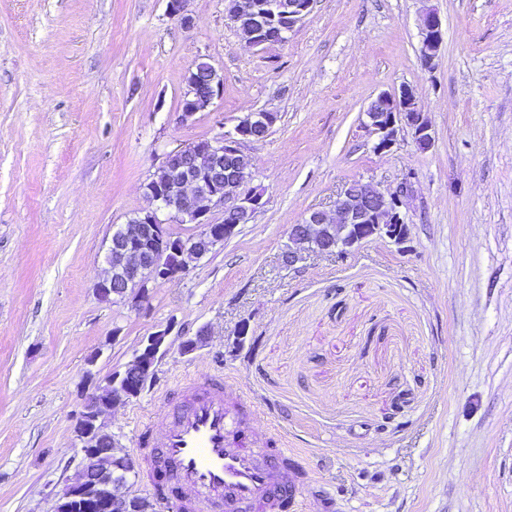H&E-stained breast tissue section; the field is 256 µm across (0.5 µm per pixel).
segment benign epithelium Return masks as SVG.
Returning <instances> with one entry per match:
<instances>
[{"label":"benign epithelium","instance_id":"7a95c632","mask_svg":"<svg viewBox=\"0 0 512 512\" xmlns=\"http://www.w3.org/2000/svg\"><path fill=\"white\" fill-rule=\"evenodd\" d=\"M314 0H231L227 17L246 42L265 48L283 43L310 15ZM423 61L433 66L444 41L438 14L425 10L420 16ZM218 70L206 59L194 62L183 95L181 121L206 111L223 93ZM364 126L378 136L375 150L385 151L400 132L411 134L420 152L434 144L432 125L419 108L412 88L381 93L365 112ZM277 121L274 112H251L231 132L194 141L168 153L159 172L149 182L148 206L141 217L116 231L107 247L103 278L95 287L102 302L130 301L136 307L147 302L149 284L170 281L193 263L224 244L240 224H247L262 206L263 194L243 192L251 176L252 156L245 144L265 140ZM412 186L403 180L386 192L372 180L354 179L343 185L330 212L312 209L298 224L290 225L282 264L293 268L311 256L342 257L370 238H388L397 244L406 240L407 208ZM224 206L225 224L209 220L211 207ZM166 212L182 224H196L200 232L183 239L166 231L159 214ZM168 330L147 337L134 360L123 371L108 376L83 399L75 433L81 454L80 468L59 498H78L85 512H128L129 495L124 490L96 489L92 475L112 474L114 463L121 472H134V463L119 448L101 421L105 410L139 396L152 379L161 358Z\"/></svg>","mask_w":512,"mask_h":512}]
</instances>
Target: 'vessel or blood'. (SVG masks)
<instances>
[{
  "label": "vessel or blood",
  "mask_w": 512,
  "mask_h": 512,
  "mask_svg": "<svg viewBox=\"0 0 512 512\" xmlns=\"http://www.w3.org/2000/svg\"><path fill=\"white\" fill-rule=\"evenodd\" d=\"M250 406L227 381L190 382L166 425L146 419L138 445L150 466H172L154 491L177 512H298L309 475L296 454L249 428Z\"/></svg>",
  "instance_id": "vessel-or-blood-1"
}]
</instances>
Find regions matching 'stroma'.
<instances>
[{"label": "stroma", "mask_w": 512, "mask_h": 512, "mask_svg": "<svg viewBox=\"0 0 512 512\" xmlns=\"http://www.w3.org/2000/svg\"><path fill=\"white\" fill-rule=\"evenodd\" d=\"M427 9L445 32L431 68ZM188 10L189 29L168 0H0V512H54L85 374L124 370L164 328L151 384L104 416L130 494L154 499L141 419L228 376L309 472L303 512H512V0H316L262 50L224 0ZM200 58L224 91L184 122ZM404 85L434 146L404 131L376 152L364 112ZM260 110L278 120L245 146L264 191L250 223L143 309L99 301L112 232L166 155ZM359 178L411 181L405 244L284 268L290 225Z\"/></svg>", "instance_id": "stroma-1"}]
</instances>
